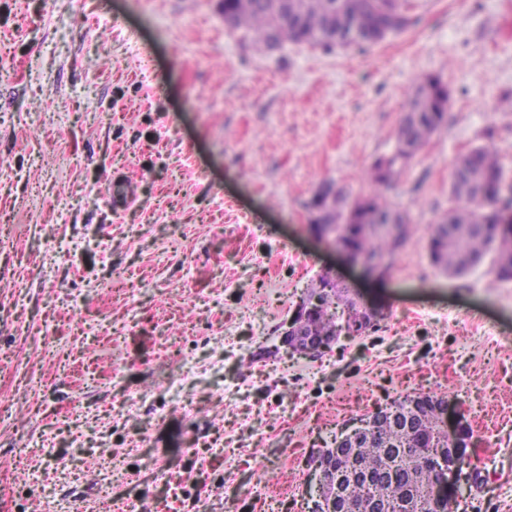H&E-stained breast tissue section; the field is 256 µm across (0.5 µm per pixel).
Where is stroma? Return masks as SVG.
I'll return each mask as SVG.
<instances>
[{
	"label": "stroma",
	"instance_id": "1",
	"mask_svg": "<svg viewBox=\"0 0 512 512\" xmlns=\"http://www.w3.org/2000/svg\"><path fill=\"white\" fill-rule=\"evenodd\" d=\"M411 2L403 34L327 54L254 50L221 0H0V512H309L313 454L414 393L473 432L452 512H512V282L429 255L455 160L512 171V0ZM421 74L448 124L386 190L413 224L368 281L308 204L371 193ZM328 269L383 318L280 348Z\"/></svg>",
	"mask_w": 512,
	"mask_h": 512
}]
</instances>
